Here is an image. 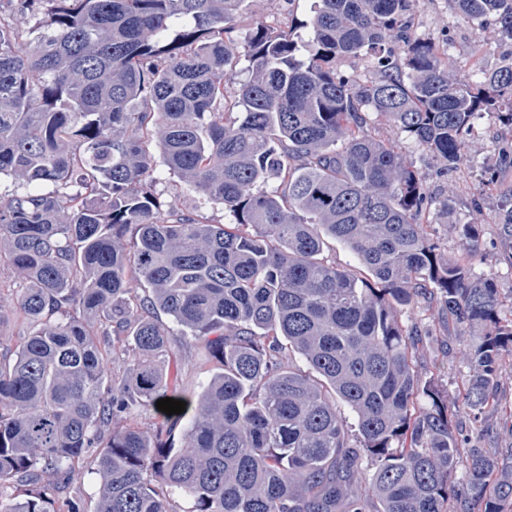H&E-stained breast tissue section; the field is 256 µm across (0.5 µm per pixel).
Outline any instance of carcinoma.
Listing matches in <instances>:
<instances>
[{
    "label": "carcinoma",
    "instance_id": "carcinoma-1",
    "mask_svg": "<svg viewBox=\"0 0 512 512\" xmlns=\"http://www.w3.org/2000/svg\"><path fill=\"white\" fill-rule=\"evenodd\" d=\"M8 2L0 177L17 188L0 195V263L30 329L0 358V485L32 492L5 512H51L47 492L87 456L96 512H178L176 495L189 512H366L371 498L377 512H512V473L465 447L402 320L436 302L480 328L463 403L480 414L512 320L471 271L477 225H457L462 254L442 256L424 176L369 132L373 114L453 171L477 118L512 126V54L468 81L440 59L449 36L415 34L413 0H313L307 40L249 32V77L229 98L245 0ZM453 3L512 48V0ZM351 58L370 76L342 70ZM158 159L234 222L161 201ZM328 238L356 265L325 260ZM122 335L133 360L112 384L102 346ZM177 335L222 366L192 397ZM166 397L186 410L156 430L114 423Z\"/></svg>",
    "mask_w": 512,
    "mask_h": 512
}]
</instances>
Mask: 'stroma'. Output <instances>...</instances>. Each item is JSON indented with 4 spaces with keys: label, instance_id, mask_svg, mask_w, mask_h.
Instances as JSON below:
<instances>
[{
    "label": "stroma",
    "instance_id": "1",
    "mask_svg": "<svg viewBox=\"0 0 512 512\" xmlns=\"http://www.w3.org/2000/svg\"><path fill=\"white\" fill-rule=\"evenodd\" d=\"M311 0H251L246 15L236 22L237 36L256 23L277 21L283 31L292 36L302 35L299 23L310 14ZM413 28L418 35L441 39L450 34L453 44L448 61L461 75H469L471 60H481L489 68L503 60V49L493 39L477 34L461 17L455 14L449 0H415L412 8ZM374 133L383 139L396 141L409 160L423 174L427 189L435 200L453 194L454 211L443 217L432 210L429 231L444 256L460 255L461 247L455 227L475 224L479 227L480 250L472 260V272L480 278L492 279L504 308L512 307V242L499 233L498 216L502 203L512 196V167L501 170L496 186H487L484 168L498 157L499 148L512 145V127L485 116L477 120L476 130L469 137L468 160L460 169L442 175L440 163L383 124H374ZM156 191L166 201L176 202L181 209H195L209 223L224 224L228 218L222 206L207 203L185 181L173 177L164 166H157ZM480 199V208H473V199ZM17 278L11 267L0 266V355L10 356L28 333L25 316L13 306ZM406 322L417 324L423 337V346L415 364L424 378L434 379L448 396L454 409V425L469 438L470 445L482 448H512V373L501 379L493 402L485 408L479 421H472L456 407L464 399L469 367L461 351L463 343L456 331L450 330L441 316L438 305L417 304L404 308ZM179 369V387L188 395L197 394L220 370L219 363L210 357L203 346L180 345L176 348Z\"/></svg>",
    "mask_w": 512,
    "mask_h": 512
}]
</instances>
